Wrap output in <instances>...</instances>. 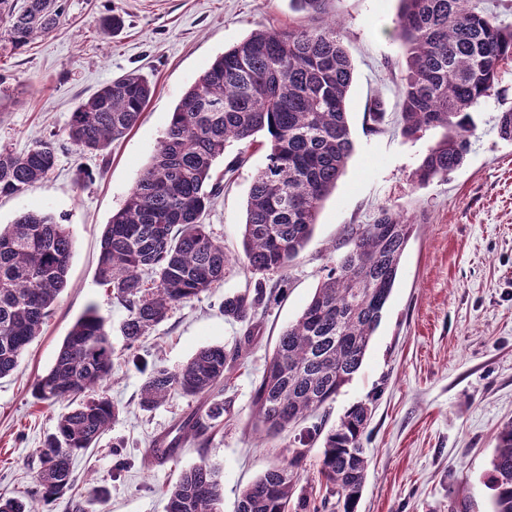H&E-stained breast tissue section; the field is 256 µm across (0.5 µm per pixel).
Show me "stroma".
I'll return each mask as SVG.
<instances>
[{
    "mask_svg": "<svg viewBox=\"0 0 512 512\" xmlns=\"http://www.w3.org/2000/svg\"><path fill=\"white\" fill-rule=\"evenodd\" d=\"M65 13L49 36L0 52V150L21 153L49 141L57 163L39 184L0 196V224L23 212L52 214L68 225L73 253L67 285L42 333L17 369L0 379V495L22 497L35 487L36 450L68 402H37L32 388L54 363L74 322L95 308L112 344L105 390L119 409L94 448L75 456L87 512H166V491L181 471L207 461L220 466L223 512H235L243 489L286 463L300 431L259 440L252 400L281 330L297 318L348 249V227L373 223L380 209L407 218L414 232L382 321L360 370L326 407L328 427L354 404L373 405L365 433L369 459L356 512H493L489 461L501 427L512 420V141L500 139L497 116L512 106V70L498 94L473 112L475 130L464 164L448 178L418 186L410 175L428 139L399 134L403 47L394 35L398 0H327L343 21V42L354 64L347 118L354 150L325 201L312 237L293 262L284 295L269 303L255 328L229 322L225 295L253 287L243 263L246 203L265 150L240 154L228 144L214 165L223 189L204 222L229 257L223 283L176 304L141 347L128 349L120 332L127 310L96 281L101 238L114 211L149 164L183 93L224 49L251 31L312 24L289 0H64ZM122 29L103 32L108 14ZM138 72L155 88L137 125L106 153L76 152L65 140L73 110L112 78ZM381 102L383 117L369 110ZM252 343L229 373L224 422L208 439L178 438L180 421L207 409L174 394L139 406L143 370L175 369L200 348ZM177 443L173 458L152 461L150 450Z\"/></svg>",
    "mask_w": 512,
    "mask_h": 512,
    "instance_id": "35a3bbf8",
    "label": "stroma"
}]
</instances>
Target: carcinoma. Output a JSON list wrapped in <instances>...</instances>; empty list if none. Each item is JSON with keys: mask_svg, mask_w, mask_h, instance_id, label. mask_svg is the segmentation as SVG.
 Returning a JSON list of instances; mask_svg holds the SVG:
<instances>
[{"mask_svg": "<svg viewBox=\"0 0 512 512\" xmlns=\"http://www.w3.org/2000/svg\"><path fill=\"white\" fill-rule=\"evenodd\" d=\"M395 35L404 47L399 131L418 140L442 133L412 172L428 184L458 169L470 150L471 113L497 92L512 62V28L482 0H399ZM63 0H0V46L18 50L48 36ZM353 65L340 22L256 29L215 58L173 110L150 164L106 225L96 270L99 284L128 311L121 332L133 347L168 316L172 305L208 293L224 281L228 257L203 217L220 191L213 166L227 144L266 149V164L250 188L243 224L244 265L261 275L254 288L227 295L224 318L253 323L269 301L262 277L285 276L310 240L325 200L353 151L346 101ZM155 87L135 72L103 85L71 113L67 141L81 152L104 153L143 114ZM501 139L512 141V107L497 116ZM265 140H257L258 134ZM56 163L40 142L22 154L0 150V195L42 181ZM414 225L383 208L371 224L349 230L351 248L330 267L296 320L281 332L253 399L257 430L275 437L336 398L361 368L381 323ZM73 240L53 215L27 211L0 228V378L10 375L67 284ZM153 287H146L147 281ZM243 357V345L207 346L183 367L156 366L139 398L153 409L179 392L205 401ZM112 347L104 320L87 310L72 325L53 365L34 384L42 402L75 399L37 449L35 496L48 501L75 489L71 460L92 448L118 409L105 384ZM372 416L353 405L325 434L319 475L340 512H355L366 479L364 436ZM224 417L216 403L181 423L187 439L203 437ZM305 453L266 471L238 500L236 512H319L295 496ZM489 489L494 512H512V421L496 437ZM167 512H222L224 482L208 462L183 471L166 492ZM0 512H34V502L0 497Z\"/></svg>", "mask_w": 512, "mask_h": 512, "instance_id": "1", "label": "carcinoma"}]
</instances>
